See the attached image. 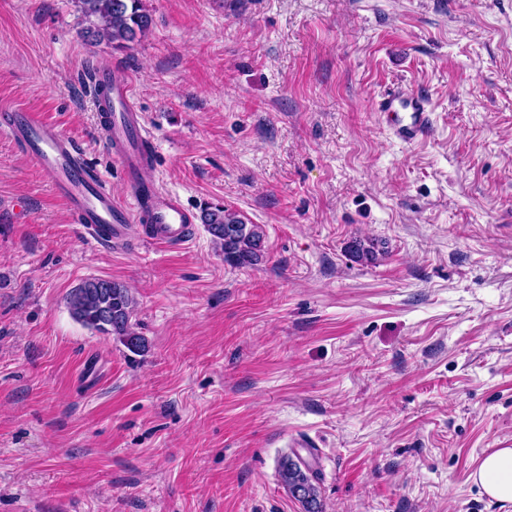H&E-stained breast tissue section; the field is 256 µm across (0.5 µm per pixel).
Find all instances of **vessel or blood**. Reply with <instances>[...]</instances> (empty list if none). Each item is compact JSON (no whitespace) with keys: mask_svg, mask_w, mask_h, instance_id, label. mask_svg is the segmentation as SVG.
Returning <instances> with one entry per match:
<instances>
[{"mask_svg":"<svg viewBox=\"0 0 512 512\" xmlns=\"http://www.w3.org/2000/svg\"><path fill=\"white\" fill-rule=\"evenodd\" d=\"M92 83L109 87L107 95H94V110L106 150L118 162L124 180L134 182L147 166L153 145L135 106L132 83L102 71L94 73ZM375 109L391 118L394 136L404 143H414L432 129L427 98L406 84H393L378 97ZM0 134L23 149L96 243L179 247L190 242L194 217L179 197L146 184L132 205L115 202L109 180L89 164L84 150L41 112L1 102Z\"/></svg>","mask_w":512,"mask_h":512,"instance_id":"b4317fda","label":"vessel or blood"}]
</instances>
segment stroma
I'll list each match as a JSON object with an SVG mask.
<instances>
[{"instance_id":"35a3bbf8","label":"stroma","mask_w":512,"mask_h":512,"mask_svg":"<svg viewBox=\"0 0 512 512\" xmlns=\"http://www.w3.org/2000/svg\"><path fill=\"white\" fill-rule=\"evenodd\" d=\"M144 3L118 48L75 0H0V102L125 204L84 77L131 78L144 181L262 225L265 255L232 267L200 223L97 245L0 137V512H303L293 452L323 512H512L471 479L512 446V0ZM400 81L432 108L414 144L374 110ZM91 278L131 288L145 352L73 318ZM283 455L279 460V474L288 493L301 503L304 512H322L319 500V476L307 468L299 456Z\"/></svg>"}]
</instances>
